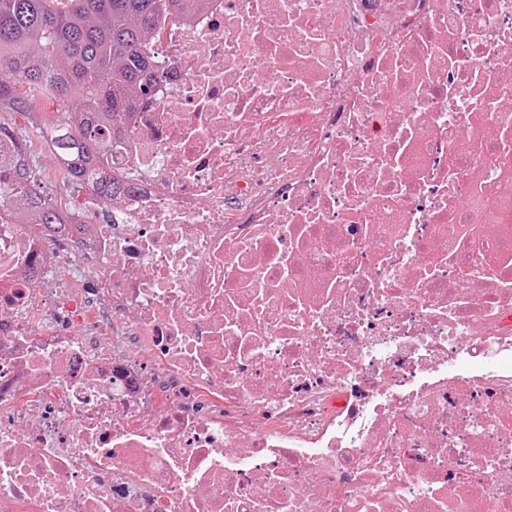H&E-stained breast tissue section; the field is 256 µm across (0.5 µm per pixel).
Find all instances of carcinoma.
Wrapping results in <instances>:
<instances>
[{
    "mask_svg": "<svg viewBox=\"0 0 512 512\" xmlns=\"http://www.w3.org/2000/svg\"><path fill=\"white\" fill-rule=\"evenodd\" d=\"M204 0H0V112L28 117L36 102L54 99L59 109L43 123L30 121L38 140L68 160L75 191L111 199L131 183L98 176L123 135L129 116L151 91L158 73L148 48L154 29L179 21ZM21 132L0 123V202L29 229L61 224L44 191L33 153Z\"/></svg>",
    "mask_w": 512,
    "mask_h": 512,
    "instance_id": "obj_1",
    "label": "carcinoma"
}]
</instances>
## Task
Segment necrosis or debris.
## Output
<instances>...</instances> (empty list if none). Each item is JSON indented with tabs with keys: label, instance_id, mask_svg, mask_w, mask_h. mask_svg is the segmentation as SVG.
I'll return each instance as SVG.
<instances>
[{
	"label": "necrosis or debris",
	"instance_id": "obj_1",
	"mask_svg": "<svg viewBox=\"0 0 512 512\" xmlns=\"http://www.w3.org/2000/svg\"><path fill=\"white\" fill-rule=\"evenodd\" d=\"M152 51L134 191L0 209V512H512V0H206ZM58 267L70 280H97L98 273H93L87 266L83 265L73 254L69 247L64 248L59 256Z\"/></svg>",
	"mask_w": 512,
	"mask_h": 512
}]
</instances>
